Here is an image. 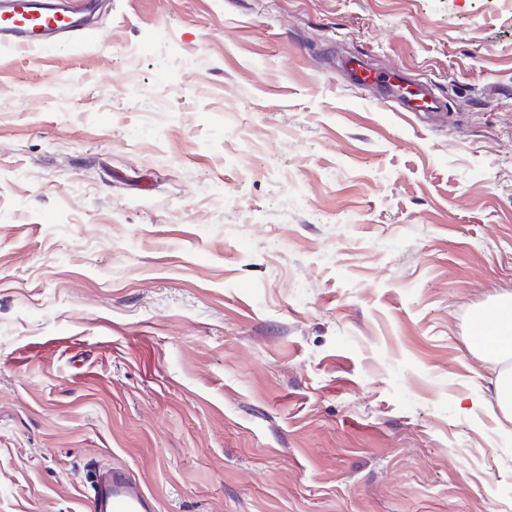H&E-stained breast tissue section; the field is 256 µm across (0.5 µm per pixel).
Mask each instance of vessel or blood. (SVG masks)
Listing matches in <instances>:
<instances>
[{"label": "vessel or blood", "mask_w": 512, "mask_h": 512, "mask_svg": "<svg viewBox=\"0 0 512 512\" xmlns=\"http://www.w3.org/2000/svg\"><path fill=\"white\" fill-rule=\"evenodd\" d=\"M93 10L92 0H0V49H47L51 36L83 32ZM99 484L91 512H155L152 498L127 468L111 467Z\"/></svg>", "instance_id": "vessel-or-blood-1"}]
</instances>
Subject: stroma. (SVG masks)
Returning a JSON list of instances; mask_svg holds the SVG:
<instances>
[{
	"mask_svg": "<svg viewBox=\"0 0 512 512\" xmlns=\"http://www.w3.org/2000/svg\"><path fill=\"white\" fill-rule=\"evenodd\" d=\"M99 2L0 50V512H512V0ZM477 326L474 344L481 349L487 363L499 365L507 357H512V297L482 314ZM493 398L502 416L512 421V367L496 371ZM100 492L92 512H154L152 498L124 467L113 466L99 477Z\"/></svg>",
	"mask_w": 512,
	"mask_h": 512,
	"instance_id": "35a3bbf8",
	"label": "stroma"
}]
</instances>
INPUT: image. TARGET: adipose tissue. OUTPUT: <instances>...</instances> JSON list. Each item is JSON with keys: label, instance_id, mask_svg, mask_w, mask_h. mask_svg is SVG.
<instances>
[{"label": "adipose tissue", "instance_id": "1", "mask_svg": "<svg viewBox=\"0 0 512 512\" xmlns=\"http://www.w3.org/2000/svg\"><path fill=\"white\" fill-rule=\"evenodd\" d=\"M474 344L486 362L496 364L493 398L503 417L512 421V367H503L504 359L512 357V297L482 314Z\"/></svg>", "mask_w": 512, "mask_h": 512}]
</instances>
